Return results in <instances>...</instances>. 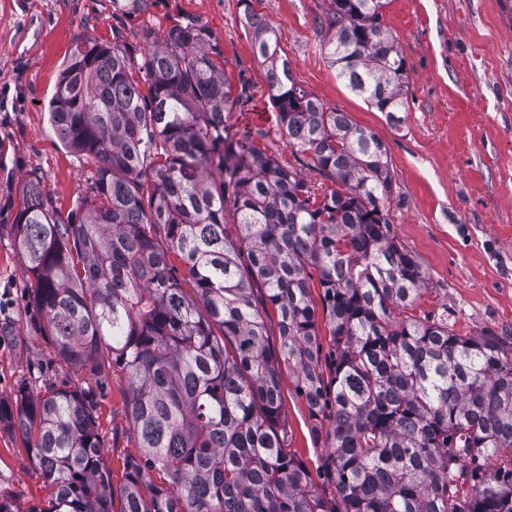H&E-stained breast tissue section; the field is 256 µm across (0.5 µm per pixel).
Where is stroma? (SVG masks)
Returning <instances> with one entry per match:
<instances>
[{"mask_svg": "<svg viewBox=\"0 0 512 512\" xmlns=\"http://www.w3.org/2000/svg\"><path fill=\"white\" fill-rule=\"evenodd\" d=\"M327 0H0V403L10 404L27 367L47 381L74 378L55 358L12 224L23 189L39 178L52 207L68 213L83 196L86 161L68 151L49 123V102L77 39L120 37L141 62L144 29L206 24L224 51V72L249 99L229 115L281 165L298 161L282 139L265 70L241 24L244 8L276 31L296 83L327 108L372 130L388 150L385 203L397 241L428 277L416 315L444 313L462 336L512 335V0H388L382 21L404 59L408 110L400 123L352 93L324 49L315 18ZM125 376L94 386L107 459L119 470L138 455L123 408ZM282 418L319 492L328 450L292 379L282 384ZM0 494L21 512H47L41 481L12 428L0 425Z\"/></svg>", "mask_w": 512, "mask_h": 512, "instance_id": "obj_1", "label": "stroma"}]
</instances>
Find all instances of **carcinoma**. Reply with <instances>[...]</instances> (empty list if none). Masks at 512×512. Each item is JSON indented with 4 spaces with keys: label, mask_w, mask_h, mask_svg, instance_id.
I'll return each mask as SVG.
<instances>
[{
    "label": "carcinoma",
    "mask_w": 512,
    "mask_h": 512,
    "mask_svg": "<svg viewBox=\"0 0 512 512\" xmlns=\"http://www.w3.org/2000/svg\"><path fill=\"white\" fill-rule=\"evenodd\" d=\"M384 6L328 0L316 21L338 76L399 122L405 64ZM242 25L282 138L334 187L318 193L229 123L245 90L206 25L145 30L137 68L117 37L78 40L50 123L89 165L86 191L64 217L30 180L14 240L59 362L97 383L125 374L140 454L113 484L98 403L70 380L22 379L0 425L21 434L49 512H512V337L413 314L426 275L387 217L382 141L295 82L248 5ZM286 376L329 448L332 498L281 420Z\"/></svg>",
    "instance_id": "cac0c4a2"
}]
</instances>
